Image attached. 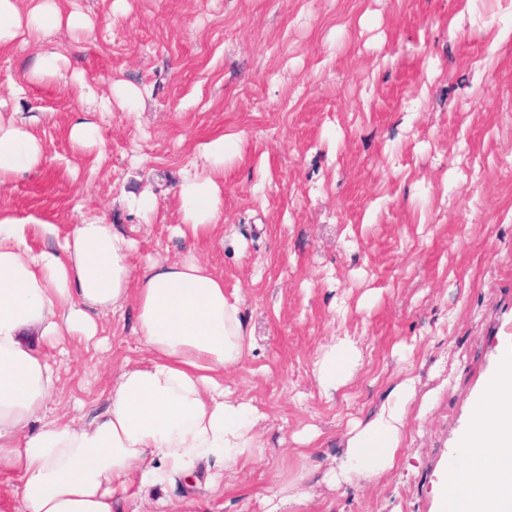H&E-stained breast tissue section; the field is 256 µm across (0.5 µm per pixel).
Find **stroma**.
I'll return each mask as SVG.
<instances>
[{
    "instance_id": "35a3bbf8",
    "label": "stroma",
    "mask_w": 512,
    "mask_h": 512,
    "mask_svg": "<svg viewBox=\"0 0 512 512\" xmlns=\"http://www.w3.org/2000/svg\"><path fill=\"white\" fill-rule=\"evenodd\" d=\"M95 22L52 45L111 99L102 149L72 145L79 104L63 80L25 81L38 50H0V111L33 114L46 159L0 185V210L65 235L100 217L135 241L132 260L194 254L238 295L255 348L226 383L263 413L265 447L230 472L205 464L161 488H131L119 512H265L296 483L299 512H437L448 448L512 321V14L500 0H60ZM147 89L142 109L116 86ZM224 157L220 242L185 240L177 185L198 146ZM149 193L144 217L127 199ZM55 236L31 238L33 247ZM363 365L333 398L312 375L332 336ZM103 347L73 341L50 406L104 409L114 374L139 359L135 307L100 321ZM434 396L412 416V451L379 482L323 481L348 426L402 372Z\"/></svg>"
}]
</instances>
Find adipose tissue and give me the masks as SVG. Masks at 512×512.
Wrapping results in <instances>:
<instances>
[{
  "instance_id": "1",
  "label": "adipose tissue",
  "mask_w": 512,
  "mask_h": 512,
  "mask_svg": "<svg viewBox=\"0 0 512 512\" xmlns=\"http://www.w3.org/2000/svg\"><path fill=\"white\" fill-rule=\"evenodd\" d=\"M86 14L62 13L57 0H0V48L17 38L40 44L60 29L91 32ZM231 139L199 148L200 167L176 191L182 238H215L224 219L220 185ZM43 163L27 118L0 116V185ZM54 236L36 249L29 232ZM133 243L89 218L55 237L49 224L26 230L0 216V473L15 475L19 512H115L132 483L165 484L215 459L233 470L254 461L263 415L224 384L254 348L237 295L194 256L139 269ZM134 300L142 358L123 367L107 406L87 424L52 416L50 397L73 338L91 339L102 317ZM363 365L352 336L333 337L313 364L320 393L333 397ZM419 393L405 374L366 420L342 436L325 476L337 489L379 481L406 446L409 406ZM451 454L463 465L435 489L440 512H512V360L503 361L474 399Z\"/></svg>"
}]
</instances>
